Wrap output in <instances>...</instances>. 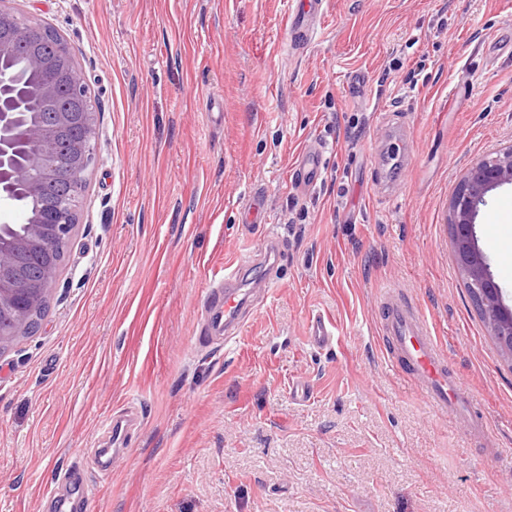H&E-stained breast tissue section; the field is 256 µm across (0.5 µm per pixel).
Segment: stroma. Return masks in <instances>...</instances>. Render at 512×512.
<instances>
[{
	"label": "stroma",
	"mask_w": 512,
	"mask_h": 512,
	"mask_svg": "<svg viewBox=\"0 0 512 512\" xmlns=\"http://www.w3.org/2000/svg\"><path fill=\"white\" fill-rule=\"evenodd\" d=\"M55 28L100 119L75 241L38 333L0 355V512H512V359L457 268L448 202L512 145V0H15ZM407 136L400 170L381 166ZM322 146L317 183L293 163ZM261 223L242 213L255 195ZM512 186L478 244L512 306ZM232 342L207 290L262 240ZM431 322L487 443L392 369L378 299ZM335 324L307 337L311 315ZM304 385L308 399L296 398ZM134 424L113 444V417ZM324 1L292 0L289 2L288 28L296 44H307L317 34L315 22L324 12ZM334 325L329 318L323 315H314L308 324L309 339L319 348L327 346L330 336H334Z\"/></svg>",
	"instance_id": "obj_1"
}]
</instances>
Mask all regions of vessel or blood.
<instances>
[{
	"instance_id": "b4317fda",
	"label": "vessel or blood",
	"mask_w": 512,
	"mask_h": 512,
	"mask_svg": "<svg viewBox=\"0 0 512 512\" xmlns=\"http://www.w3.org/2000/svg\"><path fill=\"white\" fill-rule=\"evenodd\" d=\"M324 0H290L288 28L296 44L304 45L316 35L315 23L324 12ZM323 167V150L314 147L300 153L294 169L302 182L313 185ZM240 266H227L223 280L208 291L205 306L209 317L206 332L233 335L237 332L251 291L240 279ZM379 329L391 344L390 364L406 368L428 402L437 412L466 422L472 435L486 434L484 422L472 418L463 384L448 372L446 355L433 333L432 326L417 305L398 287L382 294ZM309 339L314 346H327L334 334L329 318L315 315L308 324Z\"/></svg>"
}]
</instances>
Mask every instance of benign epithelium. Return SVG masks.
Masks as SVG:
<instances>
[{"label": "benign epithelium", "instance_id": "7a95c632", "mask_svg": "<svg viewBox=\"0 0 512 512\" xmlns=\"http://www.w3.org/2000/svg\"><path fill=\"white\" fill-rule=\"evenodd\" d=\"M8 2L0 0V58L24 53L25 71L38 80L42 111L16 116L0 102V182L23 181L30 195L47 204L28 218L23 235L0 242V355L36 331V314L56 283L60 262L34 266L30 259L52 256L72 243L99 134L98 112L69 45L62 39L54 52H45L42 36L48 29L19 17ZM16 129L30 147L22 169L9 162ZM506 184L512 185V146L467 169L450 198L448 226L458 268L491 315L487 329L512 358V308L503 303L475 234L486 195Z\"/></svg>", "mask_w": 512, "mask_h": 512}]
</instances>
